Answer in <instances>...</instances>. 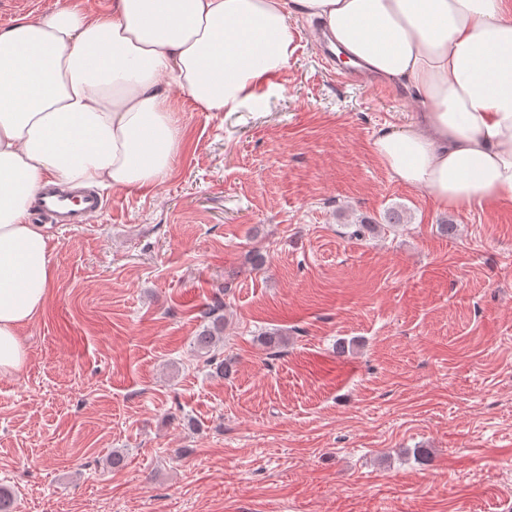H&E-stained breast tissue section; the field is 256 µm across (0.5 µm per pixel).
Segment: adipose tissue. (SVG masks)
I'll list each match as a JSON object with an SVG mask.
<instances>
[{
    "label": "adipose tissue",
    "mask_w": 512,
    "mask_h": 512,
    "mask_svg": "<svg viewBox=\"0 0 512 512\" xmlns=\"http://www.w3.org/2000/svg\"><path fill=\"white\" fill-rule=\"evenodd\" d=\"M319 20L346 64L418 107L374 152L442 210L512 203V0H112L0 32V374L54 278L44 180L128 191L160 185L184 149L181 95L203 112L260 102L296 49L291 16Z\"/></svg>",
    "instance_id": "ef3b65f1"
}]
</instances>
